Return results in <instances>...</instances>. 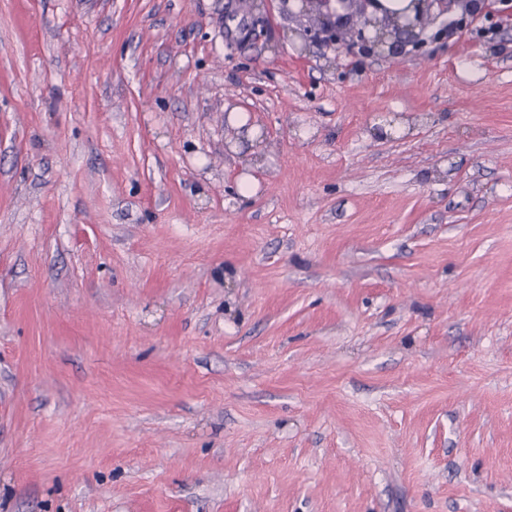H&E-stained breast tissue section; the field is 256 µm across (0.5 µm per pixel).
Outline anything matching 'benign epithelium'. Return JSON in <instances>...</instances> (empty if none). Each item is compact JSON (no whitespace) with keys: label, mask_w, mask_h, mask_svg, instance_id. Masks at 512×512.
I'll list each match as a JSON object with an SVG mask.
<instances>
[{"label":"benign epithelium","mask_w":512,"mask_h":512,"mask_svg":"<svg viewBox=\"0 0 512 512\" xmlns=\"http://www.w3.org/2000/svg\"><path fill=\"white\" fill-rule=\"evenodd\" d=\"M433 0H423L426 8L420 13L404 18L399 15H377L376 0H336L338 11L330 27V36L337 43L348 48L352 45L349 36H365V31L373 32V43L387 48L391 57L402 54L403 46L418 40L420 31L429 16Z\"/></svg>","instance_id":"obj_1"}]
</instances>
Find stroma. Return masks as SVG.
<instances>
[{
    "label": "stroma",
    "instance_id": "35a3bbf8",
    "mask_svg": "<svg viewBox=\"0 0 512 512\" xmlns=\"http://www.w3.org/2000/svg\"><path fill=\"white\" fill-rule=\"evenodd\" d=\"M432 14L0 0V512H512V5ZM433 0H423L427 6L419 14L404 18L399 15H377L375 0H336V11L330 27V36L337 43L349 48L353 41L348 39L353 34L365 37V31L373 32L372 42L387 48L388 56L396 57L402 54L403 46L408 42L417 41L420 31L429 16ZM373 8L372 11L371 8ZM370 8V10H369ZM339 9L342 13H339Z\"/></svg>",
    "mask_w": 512,
    "mask_h": 512
}]
</instances>
